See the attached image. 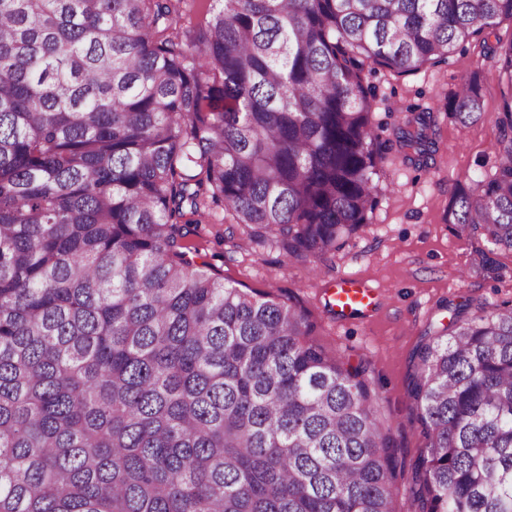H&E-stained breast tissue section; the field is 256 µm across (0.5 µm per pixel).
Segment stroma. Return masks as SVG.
<instances>
[{"label":"stroma","instance_id":"obj_1","mask_svg":"<svg viewBox=\"0 0 512 512\" xmlns=\"http://www.w3.org/2000/svg\"><path fill=\"white\" fill-rule=\"evenodd\" d=\"M512 41V21L496 36L476 37L446 60L409 74L378 70L366 81L375 92L373 126L384 157L375 201L361 225L317 270L285 261L272 242L250 239L247 227L224 211L203 221L190 241L226 283L296 304L320 327V343L339 351L375 396L377 415L397 448L398 512H417L409 487L426 446L420 410L411 395L412 354L425 332L448 327L512 301V252L497 250L484 270H473L476 245L452 224L459 190L495 170L493 146L500 135L501 81L490 56ZM479 75L487 110L462 126L448 116V98L471 75ZM432 111V154L427 166L408 161L395 130L413 113ZM350 278L373 290L364 311L341 313L329 303L337 279Z\"/></svg>","mask_w":512,"mask_h":512}]
</instances>
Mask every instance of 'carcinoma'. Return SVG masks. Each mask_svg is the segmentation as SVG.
<instances>
[{"label": "carcinoma", "instance_id": "obj_1", "mask_svg": "<svg viewBox=\"0 0 512 512\" xmlns=\"http://www.w3.org/2000/svg\"><path fill=\"white\" fill-rule=\"evenodd\" d=\"M0 0V512H396V448L296 305L194 260L223 207L287 259L365 223L364 72H415L512 0ZM495 172L454 223L512 251V41ZM485 99L448 100L462 125ZM430 113L396 130L424 162ZM419 512H512V304L425 337Z\"/></svg>", "mask_w": 512, "mask_h": 512}]
</instances>
